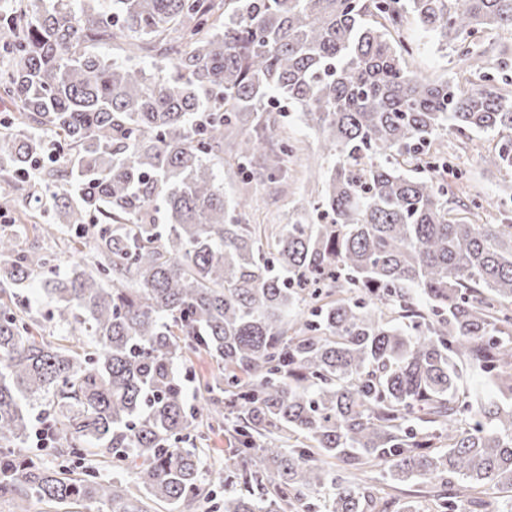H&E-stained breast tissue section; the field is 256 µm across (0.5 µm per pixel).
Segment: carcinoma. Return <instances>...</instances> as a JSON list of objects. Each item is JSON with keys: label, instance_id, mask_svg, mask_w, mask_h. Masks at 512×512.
<instances>
[{"label": "carcinoma", "instance_id": "carcinoma-1", "mask_svg": "<svg viewBox=\"0 0 512 512\" xmlns=\"http://www.w3.org/2000/svg\"><path fill=\"white\" fill-rule=\"evenodd\" d=\"M0 7V208L33 182L56 223L0 225V499L79 501L94 512H181L211 501L194 423L224 412L223 512H373L386 486L436 488L459 512L512 490V221L448 209L445 130L498 140L483 163L512 173V90L411 70L408 18L456 47L512 31V0H11ZM119 37L175 70L146 76L97 47ZM285 103L333 153L313 224H241L213 168L276 181L298 148L271 135ZM426 172L406 173L405 166ZM161 202L165 223H155ZM95 226L94 260L57 275L20 233ZM35 275L65 332L45 339L17 295ZM216 361L188 406L178 362ZM477 370L501 401L460 391ZM54 450L101 463L49 469ZM369 471L366 486L358 472Z\"/></svg>", "mask_w": 512, "mask_h": 512}]
</instances>
